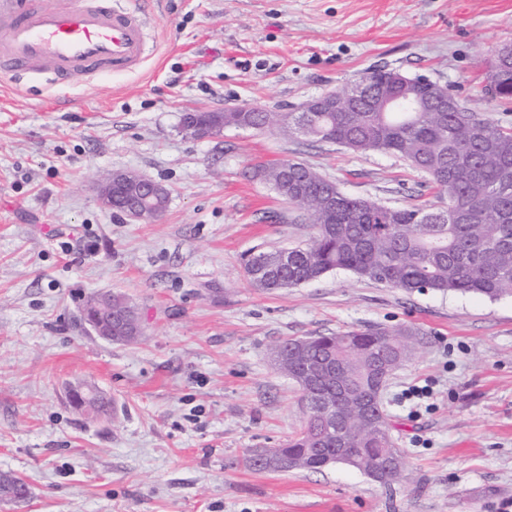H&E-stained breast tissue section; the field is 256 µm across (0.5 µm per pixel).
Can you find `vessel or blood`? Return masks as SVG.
I'll list each match as a JSON object with an SVG mask.
<instances>
[{"label":"vessel or blood","mask_w":512,"mask_h":512,"mask_svg":"<svg viewBox=\"0 0 512 512\" xmlns=\"http://www.w3.org/2000/svg\"><path fill=\"white\" fill-rule=\"evenodd\" d=\"M144 53V15L120 0H0L1 76L46 71L69 83L135 69Z\"/></svg>","instance_id":"vessel-or-blood-1"}]
</instances>
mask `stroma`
Wrapping results in <instances>:
<instances>
[{
	"mask_svg": "<svg viewBox=\"0 0 512 512\" xmlns=\"http://www.w3.org/2000/svg\"><path fill=\"white\" fill-rule=\"evenodd\" d=\"M142 64L79 84L0 82V472L31 495L0 512H503L512 501V297L406 294L336 270L280 293L242 260L306 242L312 224L247 168L309 164L346 195L446 208L399 158L279 131L196 139L185 112L250 103L291 112L373 67L448 85L512 127L483 59L512 45V0H142ZM116 171L163 184L151 223L103 209ZM124 294L144 334L91 335L95 293ZM413 325L427 345L382 393L410 479L384 487L343 464L261 472L245 449L301 427L295 383L273 365L289 337ZM98 387L111 422L65 387ZM425 388L429 397L411 392Z\"/></svg>",
	"mask_w": 512,
	"mask_h": 512,
	"instance_id": "35a3bbf8",
	"label": "stroma"
}]
</instances>
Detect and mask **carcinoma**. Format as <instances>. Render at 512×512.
Instances as JSON below:
<instances>
[{"mask_svg": "<svg viewBox=\"0 0 512 512\" xmlns=\"http://www.w3.org/2000/svg\"><path fill=\"white\" fill-rule=\"evenodd\" d=\"M370 98L345 112H308L304 137L335 143L358 153L384 152L426 174L448 194V207H392L364 198L344 196L326 207L336 183L303 162L259 165L247 172L270 184L314 224L304 244L283 250H256L244 260V276L253 288L273 293L318 280L334 270L385 283L406 293L460 292L497 300L512 297V129L457 112H380L381 99L395 93L413 98L419 86L395 92L382 87V69L362 78ZM299 112H272L244 104L224 113V127L297 132ZM427 344L426 333L414 326L367 327L301 339L286 338L270 349L274 365L298 386L306 405L322 400L344 424L339 437L318 422L311 410L301 429L280 448H267L270 458L316 471L336 455L353 468L390 487L406 478V462L388 476L384 465L398 451L379 397L390 376ZM333 358L339 376L319 395L301 381L309 364Z\"/></svg>", "mask_w": 512, "mask_h": 512, "instance_id": "cac0c4a2", "label": "carcinoma"}]
</instances>
